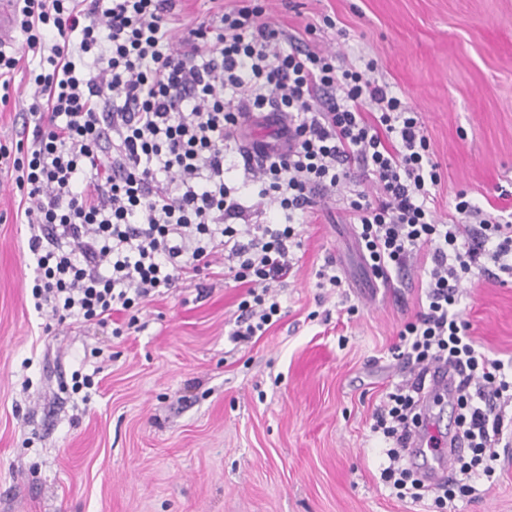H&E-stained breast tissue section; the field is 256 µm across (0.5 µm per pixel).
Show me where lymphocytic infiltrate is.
Instances as JSON below:
<instances>
[{"label": "lymphocytic infiltrate", "mask_w": 512, "mask_h": 512, "mask_svg": "<svg viewBox=\"0 0 512 512\" xmlns=\"http://www.w3.org/2000/svg\"><path fill=\"white\" fill-rule=\"evenodd\" d=\"M176 2L16 0L20 41L0 48V89L24 70L30 103L12 169L37 263L35 309L104 324L224 259L247 285L231 336L251 341L279 312L273 288L302 246L296 221L339 200L378 277L416 251L430 258L427 307L395 347L407 377L373 413L387 444L381 478L399 498L422 499L401 451L420 425L427 369L443 361L459 375L457 424L473 456L434 501L475 493L473 478L491 476L496 447L512 440L500 406L512 375L476 351L456 306L481 263L512 279V221L463 196L451 223L436 222L427 137L390 85L370 79L374 62L343 69L330 51L284 49L280 29L247 6L180 30ZM250 124L277 128V143L243 160L259 203L283 213L280 228L236 226L248 207L224 163ZM356 169L370 191L351 189Z\"/></svg>", "instance_id": "f902f5d3"}]
</instances>
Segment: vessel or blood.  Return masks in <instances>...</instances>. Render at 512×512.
<instances>
[{"mask_svg":"<svg viewBox=\"0 0 512 512\" xmlns=\"http://www.w3.org/2000/svg\"><path fill=\"white\" fill-rule=\"evenodd\" d=\"M14 6L15 0H0V43H10L14 38ZM430 374L422 422L406 445L405 457L420 469L428 484L435 485L447 477L449 464L461 442L455 433L440 432L437 421L438 411L455 399L456 379L441 363L434 365Z\"/></svg>","mask_w":512,"mask_h":512,"instance_id":"obj_1","label":"vessel or blood"}]
</instances>
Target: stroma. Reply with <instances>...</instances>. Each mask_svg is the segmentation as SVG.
I'll use <instances>...</instances> for the list:
<instances>
[{
  "label": "stroma",
  "instance_id": "35a3bbf8",
  "mask_svg": "<svg viewBox=\"0 0 512 512\" xmlns=\"http://www.w3.org/2000/svg\"><path fill=\"white\" fill-rule=\"evenodd\" d=\"M249 5L337 60H375L417 112L441 182L438 222L457 194L512 207V0H179L183 24ZM20 194L0 172V512H442L381 479L372 413L405 377L392 348L415 320L430 261L375 278L340 208L302 227L281 310L248 343L230 333L245 290L211 275L144 303L140 328L53 322L36 311V262ZM334 260L339 288L318 287ZM475 349L512 360V282L481 272L457 305ZM103 349L94 365L87 354ZM92 388L73 390V373ZM456 512H512V447Z\"/></svg>",
  "mask_w": 512,
  "mask_h": 512
}]
</instances>
